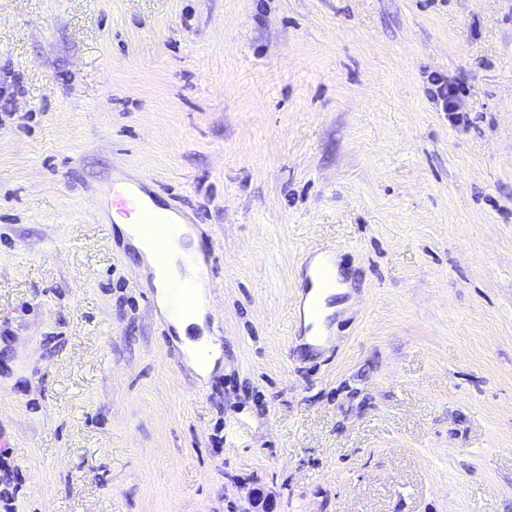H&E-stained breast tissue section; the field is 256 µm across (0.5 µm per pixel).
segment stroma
<instances>
[{
    "label": "stroma",
    "instance_id": "1",
    "mask_svg": "<svg viewBox=\"0 0 512 512\" xmlns=\"http://www.w3.org/2000/svg\"><path fill=\"white\" fill-rule=\"evenodd\" d=\"M0 99V512H512V0H0ZM116 182L216 258L209 374ZM320 267H325L329 277H331L332 282H334V287L321 292L314 291L310 293L307 300H316L319 303L320 310L316 325L317 328L323 332L326 329V318L330 316L335 309L338 308L329 306V301L331 300L332 296L345 292L347 284L343 281L337 260L335 262V259L331 257H328L325 260H320V258H318L312 263L309 271V276L312 281L315 280V274Z\"/></svg>",
    "mask_w": 512,
    "mask_h": 512
}]
</instances>
